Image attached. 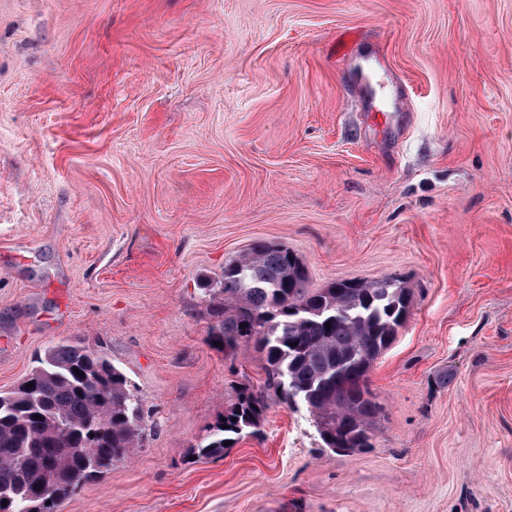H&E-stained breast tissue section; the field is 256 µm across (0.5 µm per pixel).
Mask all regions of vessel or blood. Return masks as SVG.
I'll return each instance as SVG.
<instances>
[{
  "mask_svg": "<svg viewBox=\"0 0 512 512\" xmlns=\"http://www.w3.org/2000/svg\"><path fill=\"white\" fill-rule=\"evenodd\" d=\"M336 52L353 61V78L367 103L390 112L401 109L404 103L403 82L391 75L378 49L363 50L359 35L348 32L339 38Z\"/></svg>",
  "mask_w": 512,
  "mask_h": 512,
  "instance_id": "b4317fda",
  "label": "vessel or blood"
}]
</instances>
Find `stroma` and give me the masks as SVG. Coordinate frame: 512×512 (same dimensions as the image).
Returning a JSON list of instances; mask_svg holds the SVG:
<instances>
[{
	"label": "stroma",
	"instance_id": "obj_1",
	"mask_svg": "<svg viewBox=\"0 0 512 512\" xmlns=\"http://www.w3.org/2000/svg\"><path fill=\"white\" fill-rule=\"evenodd\" d=\"M349 30L410 120L368 116ZM258 240L312 289L410 288L373 447L330 452L254 344L211 343ZM65 340L147 415L60 512H512V0H0V392ZM244 388L259 432L194 456Z\"/></svg>",
	"mask_w": 512,
	"mask_h": 512
}]
</instances>
